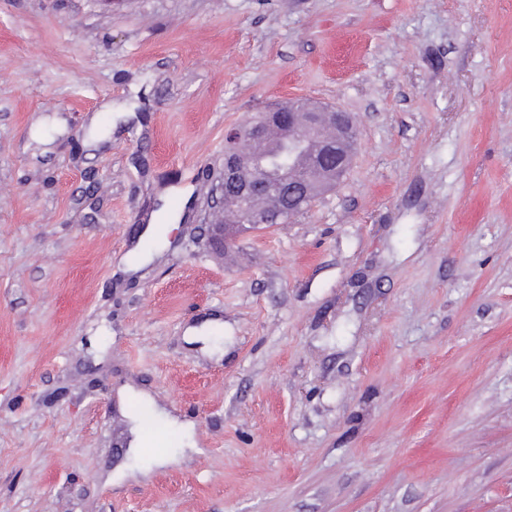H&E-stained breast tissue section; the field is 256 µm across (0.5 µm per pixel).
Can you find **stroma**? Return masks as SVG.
Masks as SVG:
<instances>
[{"mask_svg":"<svg viewBox=\"0 0 512 512\" xmlns=\"http://www.w3.org/2000/svg\"><path fill=\"white\" fill-rule=\"evenodd\" d=\"M294 96L346 175L214 253ZM0 512H512V0H0Z\"/></svg>","mask_w":512,"mask_h":512,"instance_id":"1","label":"stroma"}]
</instances>
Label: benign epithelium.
Instances as JSON below:
<instances>
[{"label":"benign epithelium","instance_id":"obj_1","mask_svg":"<svg viewBox=\"0 0 512 512\" xmlns=\"http://www.w3.org/2000/svg\"><path fill=\"white\" fill-rule=\"evenodd\" d=\"M280 133L273 151L263 147L267 131ZM352 116L335 109L273 104L251 122L225 134L224 177L215 185V208L224 212L208 225V241L219 253L237 246L243 231L261 224H288L335 187L347 164L346 146L355 143ZM288 187L292 207L275 218L256 211L258 193Z\"/></svg>","mask_w":512,"mask_h":512}]
</instances>
